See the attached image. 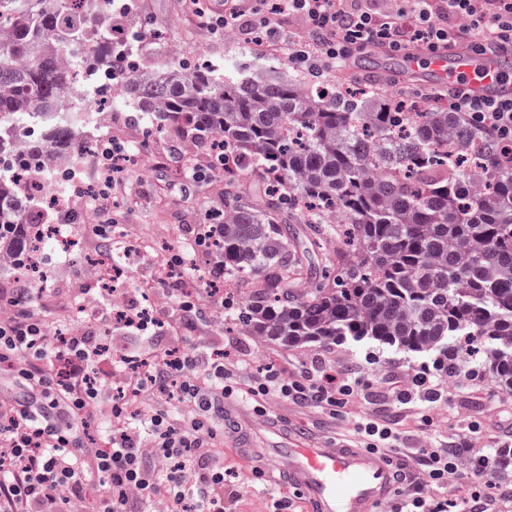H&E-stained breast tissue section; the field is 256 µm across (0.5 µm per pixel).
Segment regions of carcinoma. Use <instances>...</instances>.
<instances>
[{
    "label": "carcinoma",
    "mask_w": 512,
    "mask_h": 512,
    "mask_svg": "<svg viewBox=\"0 0 512 512\" xmlns=\"http://www.w3.org/2000/svg\"><path fill=\"white\" fill-rule=\"evenodd\" d=\"M81 0H0V252L20 269L35 249L31 196L21 177L41 174L49 153L66 156L89 112L56 110L76 73L122 81L112 107L137 112L149 126L146 150L169 126L230 148L222 229L205 248L224 256V274L259 271L256 290L234 309L251 336L283 346L364 339L412 354L437 352L448 372L480 345L496 385L512 392V140L461 112L423 113L412 124L403 101L366 87L340 89L274 68L222 70L161 55L136 67L124 31L103 27ZM95 43L92 65H66L61 48ZM36 118L40 133L14 157L11 123ZM451 142L441 155L434 146ZM262 171L255 200L240 191ZM346 225L342 252L307 281L285 224Z\"/></svg>",
    "instance_id": "obj_1"
}]
</instances>
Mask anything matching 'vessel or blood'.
Segmentation results:
<instances>
[{"label": "vessel or blood", "instance_id": "obj_1", "mask_svg": "<svg viewBox=\"0 0 512 512\" xmlns=\"http://www.w3.org/2000/svg\"><path fill=\"white\" fill-rule=\"evenodd\" d=\"M412 64L431 70L437 85L480 97L512 95V56L477 55L451 46L409 52ZM257 469L285 476L305 498L309 512H378L399 475L388 459L344 444H321L295 436L284 448H260Z\"/></svg>", "mask_w": 512, "mask_h": 512}]
</instances>
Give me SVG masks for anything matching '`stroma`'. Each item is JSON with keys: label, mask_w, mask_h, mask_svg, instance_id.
<instances>
[{"label": "stroma", "mask_w": 512, "mask_h": 512, "mask_svg": "<svg viewBox=\"0 0 512 512\" xmlns=\"http://www.w3.org/2000/svg\"><path fill=\"white\" fill-rule=\"evenodd\" d=\"M145 19L159 21L167 27L169 43L180 47L184 59L192 61L202 56L221 66L246 56L255 65L270 61L281 71L290 69L287 57L280 51L259 47L246 53L237 41L225 37L214 39L200 27L186 0H139L137 11L127 16L122 25L130 28ZM403 67L400 55H377L371 63L356 70L347 66L330 68L325 81L340 86L360 83L381 95L386 80ZM182 147L177 131H169L149 152H139L138 165L130 168L122 181L113 184L112 198L118 203L116 217L125 225L131 239H149L157 247L169 248L172 240L166 236V228L194 230L205 217L222 208L223 183H197L178 176ZM288 230L306 254V267L315 272L341 246L335 235L317 233L309 224H292ZM105 245L104 238L89 231L76 251L52 249L49 281L36 276L23 281L32 288L36 305L52 315H64L71 300L86 285V256L104 251ZM180 286L181 278L176 276L167 279L156 291L174 322L173 328L163 331L169 347L229 351L251 375L270 363L287 376L316 365L337 378L359 382L354 402L334 417L328 410L303 407L292 400L268 395L263 412L252 413L248 429L250 438L259 447L286 445L287 434L297 430L306 431L321 442L344 440L355 416L384 418L399 424L400 456H412L419 448L442 446L457 458L458 471L441 491L442 496L454 502L455 512H466L471 491L484 489L486 483L512 487V465L489 466L480 478L472 474L471 463L478 451L489 446H512V393L494 384L482 356L470 358L469 374H440L439 379L447 388L443 400L402 405L389 393L391 381L431 365V357L374 343L286 348L243 334L227 322L225 312L207 299L199 311L180 314L176 303ZM424 414L429 416V424H421L420 417ZM238 440L236 433L225 431L224 466L229 475L224 490L235 497L238 512H271L278 489L257 475L252 465L239 460L234 452Z\"/></svg>", "instance_id": "obj_1"}]
</instances>
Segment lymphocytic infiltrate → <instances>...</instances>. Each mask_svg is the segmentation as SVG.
I'll list each match as a JSON object with an SVG mask.
<instances>
[{"mask_svg":"<svg viewBox=\"0 0 512 512\" xmlns=\"http://www.w3.org/2000/svg\"><path fill=\"white\" fill-rule=\"evenodd\" d=\"M215 33L236 31L248 45L278 46L289 65L323 79L369 47L435 50L472 41L475 52H512V0H191ZM300 20L305 37L285 25ZM423 101L512 138V97H464L418 85ZM0 512H153L166 499L178 512H228L224 455L215 418L233 394L259 401L275 394L336 410L355 398L351 382L317 370L283 377L268 368L238 390L233 369L217 352H179L155 345L119 358L99 337L46 318L27 288L0 290ZM67 374H60V365ZM359 447L390 455L399 430L374 418L355 419ZM421 477L389 512H448L434 496L456 471L444 448L419 451Z\"/></svg>","mask_w":512,"mask_h":512,"instance_id":"f902f5d3","label":"lymphocytic infiltrate"}]
</instances>
